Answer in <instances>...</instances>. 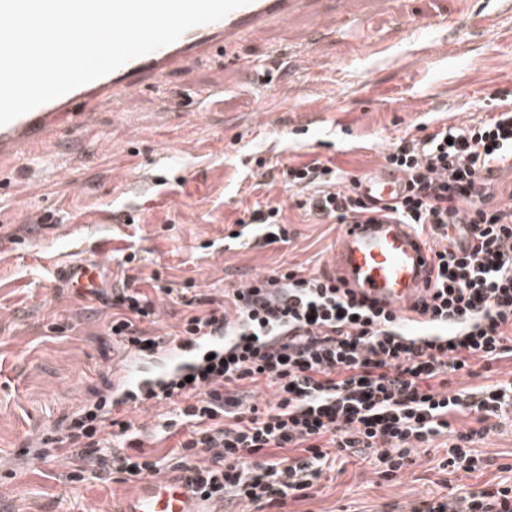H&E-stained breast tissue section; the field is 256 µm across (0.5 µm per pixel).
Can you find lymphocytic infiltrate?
<instances>
[{"label": "lymphocytic infiltrate", "mask_w": 512, "mask_h": 512, "mask_svg": "<svg viewBox=\"0 0 512 512\" xmlns=\"http://www.w3.org/2000/svg\"><path fill=\"white\" fill-rule=\"evenodd\" d=\"M511 159L512 107L392 143L385 163L408 187L392 205L365 202L357 178L318 159L278 169L314 223L407 224L429 244L432 279L402 314L367 304L330 273L301 268L255 275L219 296L162 279L150 293L129 281L113 290L108 330L123 348L159 347L161 337L144 328L159 294L186 308L174 338L224 332L223 353L157 395L178 406L165 428L190 429L181 469L195 493L270 512L308 497L338 459L366 461L392 481L414 465V450L442 437L437 467L463 484L393 512H512V463L503 464L504 479L465 484L488 464L475 439L512 408V371L490 384L452 386L453 376L490 373L512 358V201H496L493 184L498 165ZM245 221L257 226L260 245L289 241L280 204L255 206ZM262 386L273 389L274 403H257ZM107 418L100 401L45 437L59 457L78 459L67 480H100L112 469L130 481L158 474L161 460L142 452L130 422L104 437ZM461 418L468 429L457 428Z\"/></svg>", "instance_id": "f902f5d3"}]
</instances>
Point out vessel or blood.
Instances as JSON below:
<instances>
[{"instance_id": "obj_1", "label": "vessel or blood", "mask_w": 512, "mask_h": 512, "mask_svg": "<svg viewBox=\"0 0 512 512\" xmlns=\"http://www.w3.org/2000/svg\"><path fill=\"white\" fill-rule=\"evenodd\" d=\"M325 0H250L222 19L190 28L177 41L136 58L111 73L53 99L0 126V158L18 162L31 157V146L48 133L63 127L85 130V113L73 111L76 100L94 103L103 99L121 102L144 83L163 88V78L172 69L192 58L217 49L227 64L257 69L258 64L239 58L235 49L240 41L258 37L275 26L294 22L304 15L315 19L313 39L344 35L359 27L368 11L395 8V0H336L335 11L324 10ZM362 194L378 204L394 202L405 190L402 173L383 167L359 180ZM335 274L357 294L379 306L396 311L409 307L431 277L432 253L422 239L404 224H351L345 227L336 246ZM59 276L74 292L96 296L104 286L97 259L73 260L61 267ZM220 336H194L189 341H167L153 355V372H145L144 356L125 352L113 375L112 396L126 399L143 396L157 389L165 375L179 373L201 358L222 351ZM120 512H207L182 476L159 480L142 479L134 494L126 498Z\"/></svg>"}]
</instances>
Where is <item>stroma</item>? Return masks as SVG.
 <instances>
[{
  "label": "stroma",
  "instance_id": "35a3bbf8",
  "mask_svg": "<svg viewBox=\"0 0 512 512\" xmlns=\"http://www.w3.org/2000/svg\"><path fill=\"white\" fill-rule=\"evenodd\" d=\"M494 2L399 0L397 10L366 17L356 38L314 45L311 66L292 70L283 60L262 77L206 53L169 72L167 101L147 87L133 91L100 108L89 132L34 145L28 163L0 164V512H118L136 489L117 471L67 482L65 460L42 443L48 428L111 398L112 367L122 355L108 332L111 306L63 287L55 259L107 246L110 289L157 273L219 292L280 266L332 270L341 225L303 223L293 190L263 182L258 160L280 166L319 158L359 176L383 166L404 132L497 112L500 91L512 92V12L493 28L472 26ZM436 12L447 14V28L421 32V18ZM310 27L272 29L242 41L236 53L263 60L270 44L300 43ZM422 34L432 45L425 55L414 47ZM455 40L458 50L442 51ZM371 42L380 53H363ZM199 90L213 93L212 103L193 104ZM269 201L283 207L289 243L232 239L244 209ZM128 215L138 225H126ZM130 245L141 259L119 269V251ZM172 409L160 401L111 410L163 459L165 476L179 471L177 447L186 437L177 428L157 438ZM478 449L493 465L470 478L474 487L512 461V415ZM442 455L436 446L418 451L397 482L379 479L366 463L344 464L282 512H383L446 494L449 475L435 468Z\"/></svg>",
  "mask_w": 512,
  "mask_h": 512
}]
</instances>
